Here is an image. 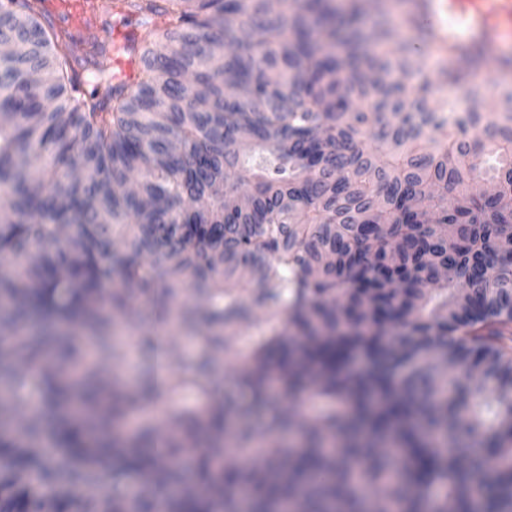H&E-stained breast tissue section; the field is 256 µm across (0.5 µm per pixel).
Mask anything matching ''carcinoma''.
Listing matches in <instances>:
<instances>
[{
	"instance_id": "carcinoma-1",
	"label": "carcinoma",
	"mask_w": 512,
	"mask_h": 512,
	"mask_svg": "<svg viewBox=\"0 0 512 512\" xmlns=\"http://www.w3.org/2000/svg\"><path fill=\"white\" fill-rule=\"evenodd\" d=\"M142 20L141 70L115 84L98 66L82 91L74 64L97 40L57 29L43 0H0V448L10 475L56 487L112 473V512H239L233 487L275 512H512V88L493 117L476 103L480 66L448 58L416 67L434 33L395 40L384 22L354 27L382 0H96ZM467 92L434 98L435 80ZM374 141L363 147L365 135ZM250 144L247 153L239 145ZM489 175L494 194L474 187ZM137 176L140 190H116ZM192 201L199 209L185 207ZM116 288L107 293L105 289ZM475 287V291L463 287ZM251 304H288L294 332L262 337L241 366L238 403L214 374L233 337L199 330L174 303L224 296L205 311L224 325ZM149 304L138 324L168 323L203 352L160 376V337L145 331L141 383L124 380L113 310ZM41 370L44 403L19 393ZM333 404L309 419L271 394ZM194 385L207 406L169 405L161 421L129 415ZM59 447L102 453L76 468L45 450L49 412ZM299 433L289 455L276 433ZM244 466L227 448H250ZM194 450L193 479L176 463Z\"/></svg>"
}]
</instances>
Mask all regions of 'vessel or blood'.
I'll return each instance as SVG.
<instances>
[{
    "mask_svg": "<svg viewBox=\"0 0 512 512\" xmlns=\"http://www.w3.org/2000/svg\"><path fill=\"white\" fill-rule=\"evenodd\" d=\"M424 21L448 46L485 49L499 63L502 44L512 39V0H423ZM47 7L72 29L91 21L88 0H46Z\"/></svg>",
    "mask_w": 512,
    "mask_h": 512,
    "instance_id": "vessel-or-blood-1",
    "label": "vessel or blood"
}]
</instances>
